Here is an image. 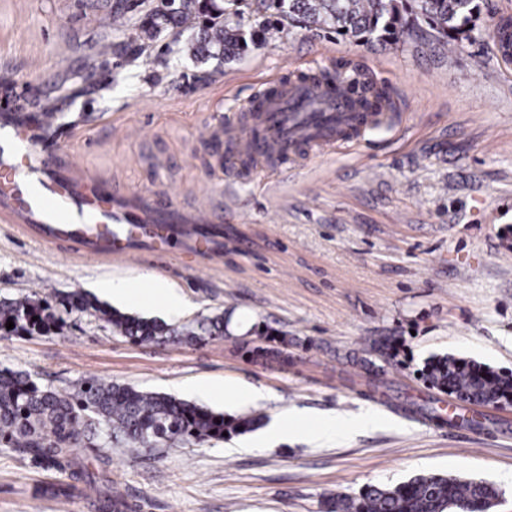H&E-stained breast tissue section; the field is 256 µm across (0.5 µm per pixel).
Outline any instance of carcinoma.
Returning a JSON list of instances; mask_svg holds the SVG:
<instances>
[{
  "label": "carcinoma",
  "mask_w": 512,
  "mask_h": 512,
  "mask_svg": "<svg viewBox=\"0 0 512 512\" xmlns=\"http://www.w3.org/2000/svg\"><path fill=\"white\" fill-rule=\"evenodd\" d=\"M146 11L141 28L158 33L165 28L190 30L185 52L206 63L232 60L247 48L240 41L266 35L267 26L301 22L352 38L363 44L378 42L405 45L424 39L439 46L463 50L481 37L478 21L481 0H253L252 13L259 30L242 29V0H173ZM498 51L512 56V31L506 23L493 34ZM351 92L365 99L386 98V91L369 80L353 78ZM88 312L112 326L135 344L193 343L202 336L224 335V315L205 317L180 326L120 312L88 295L59 297L35 293L0 300L1 336L58 334L64 319L55 308ZM37 320H32V317ZM14 328H6L7 321ZM255 361L288 362V341L279 346L255 345L249 350ZM424 377L430 387L460 401L491 405L512 403V373L456 358L435 356ZM257 423L255 417H227L196 404L162 393L141 391L127 385L85 377L68 389L43 388L25 372L0 370V446L12 448L44 469H53L74 482L84 481L95 492L97 512H124L125 501L104 488L74 450L93 440L101 446L170 448L222 442ZM497 488L481 480L462 481L452 476L419 474L396 486L366 487L359 497H341L329 512H455L462 503L467 512H490Z\"/></svg>",
  "instance_id": "carcinoma-1"
}]
</instances>
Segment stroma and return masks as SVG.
I'll use <instances>...</instances> for the list:
<instances>
[{
  "mask_svg": "<svg viewBox=\"0 0 512 512\" xmlns=\"http://www.w3.org/2000/svg\"><path fill=\"white\" fill-rule=\"evenodd\" d=\"M143 13L126 0H0V100L29 123L56 112L46 142L78 179L117 185L133 207L169 198L191 229L221 219L218 246L189 266L171 233L163 257L82 259L0 222V299L93 296L98 282L148 275L191 307L137 316L181 325L220 314L228 334L135 345L72 312L60 334L0 337V369L57 389L95 376L260 417L216 444L80 449L90 472L109 459L127 512H327L335 495L418 474L493 483L503 500L492 512H512V406L472 405V424L454 425L421 376L448 353L512 371V66L486 40L463 52L371 47L295 24L202 63L179 53L175 30L145 35ZM355 69L391 89L358 142L305 147L247 178L229 168L224 138L251 124L255 93ZM267 332L287 336L290 364L251 362L246 345ZM382 336L394 357L377 386L362 361ZM227 384L260 396L222 395ZM366 412L375 423L350 430ZM286 416L300 433L272 434ZM328 421L335 432L315 440ZM65 483L0 448V512H95L84 489L58 494Z\"/></svg>",
  "mask_w": 512,
  "mask_h": 512,
  "instance_id": "obj_1",
  "label": "stroma"
}]
</instances>
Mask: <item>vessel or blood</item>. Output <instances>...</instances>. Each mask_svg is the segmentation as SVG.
I'll return each mask as SVG.
<instances>
[{
	"label": "vessel or blood",
	"mask_w": 512,
	"mask_h": 512,
	"mask_svg": "<svg viewBox=\"0 0 512 512\" xmlns=\"http://www.w3.org/2000/svg\"><path fill=\"white\" fill-rule=\"evenodd\" d=\"M258 120L243 138L228 141V157L287 159L303 145L333 144L361 130L369 107L333 84L310 79L284 83L257 94L251 102ZM156 211L140 234H133L132 213L120 189L76 186L53 167L50 152L39 149L21 127L0 122V218L35 231L40 242H72L79 256L127 258L134 240L155 239L181 223L167 199L147 202Z\"/></svg>",
	"instance_id": "b4317fda"
}]
</instances>
